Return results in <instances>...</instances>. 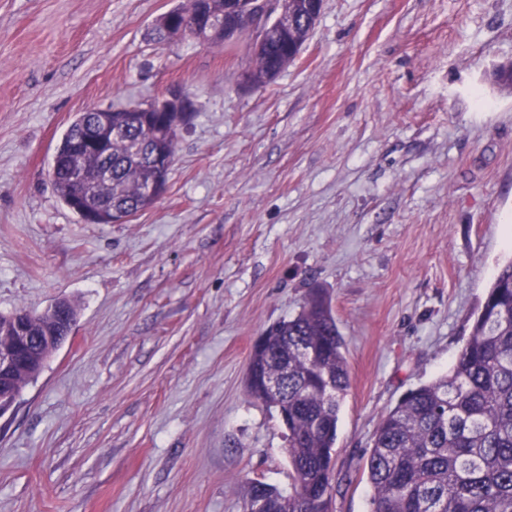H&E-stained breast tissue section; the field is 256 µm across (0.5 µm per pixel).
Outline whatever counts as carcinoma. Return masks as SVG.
<instances>
[{
    "mask_svg": "<svg viewBox=\"0 0 512 512\" xmlns=\"http://www.w3.org/2000/svg\"><path fill=\"white\" fill-rule=\"evenodd\" d=\"M291 24H271L267 47L253 51L250 82L265 86L286 68L282 58L296 53L312 29L299 17L307 0H284ZM224 16L226 0H187L162 14L153 27L159 43L189 27L200 10ZM243 21L228 19V27L187 35L207 43L234 41L231 29ZM112 144L108 154L86 157L85 171L77 168L81 154L76 141L82 127L98 113L76 115L56 150L49 177L66 206L81 197L82 211L112 209L131 216L157 202L150 187L168 181L178 134H161L162 119L150 113L146 123L122 124L112 111ZM159 155L166 166L153 165ZM112 168V178L101 170ZM40 334L55 330L46 314L25 311ZM264 346L251 353L247 389L252 398L277 412L287 430L286 454L293 483L288 492L264 481H250L244 512L259 501L270 512H330L333 491V453L339 412L350 386L343 339L329 301L310 292L294 317L270 326ZM288 356V380L277 394L262 391L258 376L274 374ZM371 485V512H512V263L505 265L488 288L466 343L448 371L409 390L380 419L363 465Z\"/></svg>",
    "mask_w": 512,
    "mask_h": 512,
    "instance_id": "1",
    "label": "carcinoma"
}]
</instances>
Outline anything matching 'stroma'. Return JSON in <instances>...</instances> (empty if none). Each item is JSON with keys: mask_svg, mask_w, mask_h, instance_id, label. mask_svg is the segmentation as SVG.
<instances>
[{"mask_svg": "<svg viewBox=\"0 0 512 512\" xmlns=\"http://www.w3.org/2000/svg\"><path fill=\"white\" fill-rule=\"evenodd\" d=\"M180 0H0V313L66 300L71 337L0 414V512H243L291 487L253 341L331 301L349 363L332 512H369L373 432L447 371L512 260V0H324L296 61L150 41ZM183 89L167 189L119 224L48 170L77 113Z\"/></svg>", "mask_w": 512, "mask_h": 512, "instance_id": "35a3bbf8", "label": "stroma"}]
</instances>
